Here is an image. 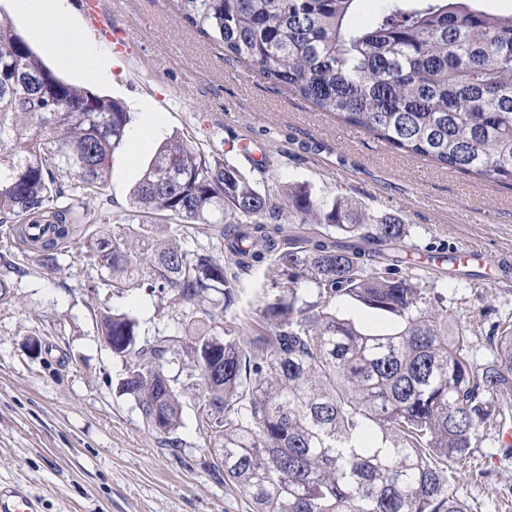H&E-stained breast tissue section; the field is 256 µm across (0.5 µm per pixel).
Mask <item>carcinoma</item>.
Returning a JSON list of instances; mask_svg holds the SVG:
<instances>
[{
  "instance_id": "obj_1",
  "label": "carcinoma",
  "mask_w": 512,
  "mask_h": 512,
  "mask_svg": "<svg viewBox=\"0 0 512 512\" xmlns=\"http://www.w3.org/2000/svg\"><path fill=\"white\" fill-rule=\"evenodd\" d=\"M188 27L344 124L411 157L512 183V11L481 0H385L369 20L362 0H175ZM130 115L111 97L65 81L0 21V224L43 269L60 266L77 225L94 224L83 199L108 179ZM140 224L88 236L87 252L112 294L139 288L184 311L180 327L142 336L127 312L98 311L101 336L122 363L118 393L175 452L183 389L197 391L202 426L224 440L217 462L255 512H468L456 484L487 431L512 422V326L473 353L467 327L432 309L399 275L397 258L367 266L407 237L394 216L320 207L298 187L288 208L334 226L340 241L293 237L280 247V207L226 159L174 136L132 193ZM219 224L220 248L178 243ZM270 260L274 291L242 333L224 324L238 275ZM313 285L314 299L295 285ZM342 296L389 316L373 332L340 316Z\"/></svg>"
}]
</instances>
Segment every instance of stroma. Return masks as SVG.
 I'll return each instance as SVG.
<instances>
[{
    "label": "stroma",
    "instance_id": "35a3bbf8",
    "mask_svg": "<svg viewBox=\"0 0 512 512\" xmlns=\"http://www.w3.org/2000/svg\"><path fill=\"white\" fill-rule=\"evenodd\" d=\"M127 40L112 48L89 32L80 0H67V23L95 64L80 69L47 47L45 34L0 0L29 46L67 81L109 95L131 114L128 140L112 159L107 183L85 204L84 224L57 273L29 264L0 301V481L22 485L40 512H252L251 502L215 472L220 438L200 431L186 390L178 451L162 449L133 400L117 395L122 368L104 346L96 314L130 311L144 336L174 330L181 319L157 295L117 297L82 243L103 229L140 224L130 196L160 145L174 135L228 159L282 204L285 235H336L286 210L287 193L305 187L318 205L341 199L362 213L403 220V274L426 288L433 308L458 311L488 358L502 321L512 318V271L434 265L461 249L512 256V186L411 158L369 133L317 111L308 101L250 74L241 62L178 19L174 0H104ZM41 335L42 357L26 341ZM457 492L470 512H512V440L488 434Z\"/></svg>",
    "mask_w": 512,
    "mask_h": 512
}]
</instances>
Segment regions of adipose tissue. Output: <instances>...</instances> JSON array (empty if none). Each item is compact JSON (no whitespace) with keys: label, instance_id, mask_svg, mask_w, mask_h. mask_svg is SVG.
<instances>
[{"label":"adipose tissue","instance_id":"obj_1","mask_svg":"<svg viewBox=\"0 0 512 512\" xmlns=\"http://www.w3.org/2000/svg\"><path fill=\"white\" fill-rule=\"evenodd\" d=\"M19 8L40 29L50 31L51 49L66 62L86 66L90 55L66 22L64 0H18Z\"/></svg>","mask_w":512,"mask_h":512}]
</instances>
